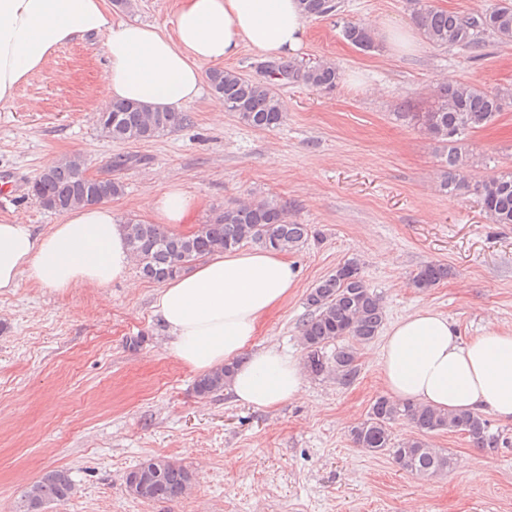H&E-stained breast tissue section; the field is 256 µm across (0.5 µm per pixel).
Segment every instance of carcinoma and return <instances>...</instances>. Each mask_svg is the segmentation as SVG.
Masks as SVG:
<instances>
[{
  "label": "carcinoma",
  "mask_w": 512,
  "mask_h": 512,
  "mask_svg": "<svg viewBox=\"0 0 512 512\" xmlns=\"http://www.w3.org/2000/svg\"><path fill=\"white\" fill-rule=\"evenodd\" d=\"M306 16L322 17L337 10L334 0H300ZM414 22L419 34L435 47H462L474 56L483 54L490 35L502 42L512 41V0H496L476 12L447 11L415 0ZM343 37L355 48L370 53L378 48L372 31L350 22L343 27ZM277 70L288 73V82H301L319 90H331L340 81L336 64L321 61L313 66L291 60L276 63ZM208 80L213 93L224 101V111L256 129L282 125L287 113L278 94L233 69H214ZM507 94L487 91L475 84L450 80L439 86L427 111L421 113L423 128L430 138L448 148L441 187L450 192H475L494 224H512V172L487 180L469 181L471 157L465 150L466 137L492 124L506 105ZM100 129L106 137L119 142H137L166 135L191 122L187 112L153 107L137 102H115L99 113ZM124 186L110 179L89 183L84 180L81 163L75 157L62 159L43 170L30 186L32 199L47 210L64 212L122 194ZM123 228L131 252L142 274L162 282L182 272L174 266L178 259L190 264L220 251H230L243 243L265 249L290 252L308 238L307 224L288 222L284 205L261 199L226 207L190 234H179L159 224L128 218ZM451 269L443 263H429L412 277L411 285L421 292L448 279ZM307 305L314 314L301 326V340L307 350V368L316 375H326L340 383H352L359 375V348L376 338L381 330L384 310L382 297L371 290L361 274L358 260L348 259L336 266L310 289ZM234 372L226 365L203 376L195 383L200 396L224 391ZM407 420L416 435L398 440L392 428ZM467 435L478 448H495L498 437L489 432V423L480 413L466 410L445 411L427 404L400 402L382 395L371 404L362 421L350 429L353 444L371 453H388L398 467L418 478L447 473L453 458L443 448H436L430 437L439 432ZM160 466L149 486L146 501L175 500L190 489L193 472L164 457L149 458L131 470L124 479L130 488L133 479L146 466ZM75 484L66 469L46 472L20 496L15 512H30L29 495L43 505L67 500Z\"/></svg>",
  "instance_id": "1"
}]
</instances>
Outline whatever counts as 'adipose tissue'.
<instances>
[{"mask_svg":"<svg viewBox=\"0 0 512 512\" xmlns=\"http://www.w3.org/2000/svg\"><path fill=\"white\" fill-rule=\"evenodd\" d=\"M304 34L299 0H178L169 33L113 20L108 0H0V102L10 101L61 45L100 35L108 101L178 110L198 98L203 65L234 59L245 48L265 59L287 58L299 52ZM193 206L170 181L147 209L155 223L178 225ZM132 261L121 221L107 203L70 209L42 233L21 221H0V294L13 293L24 278L56 290L105 288L126 279ZM298 281L284 253L221 252L164 281L154 308L182 365L205 374L234 363L232 398L272 408L304 396L303 368L276 346L254 348L253 339ZM379 365L385 389L398 401L441 410L488 408L512 421L510 331L490 330L465 342L447 316L421 308L387 331Z\"/></svg>","mask_w":512,"mask_h":512,"instance_id":"obj_1","label":"adipose tissue"}]
</instances>
